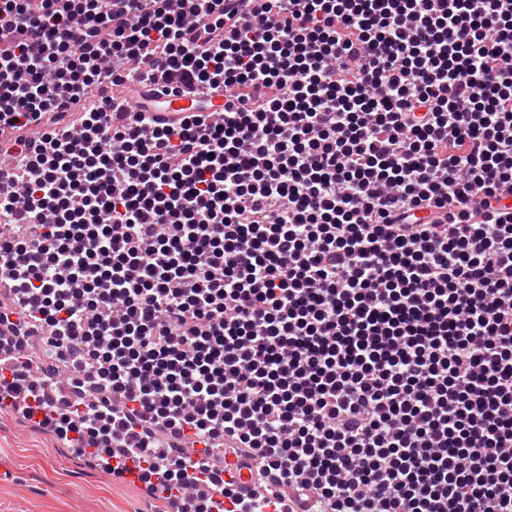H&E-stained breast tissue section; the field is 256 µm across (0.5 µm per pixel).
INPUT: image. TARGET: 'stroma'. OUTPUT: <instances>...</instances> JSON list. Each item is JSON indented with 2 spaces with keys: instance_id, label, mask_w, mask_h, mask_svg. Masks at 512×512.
<instances>
[{
  "instance_id": "35a3bbf8",
  "label": "stroma",
  "mask_w": 512,
  "mask_h": 512,
  "mask_svg": "<svg viewBox=\"0 0 512 512\" xmlns=\"http://www.w3.org/2000/svg\"><path fill=\"white\" fill-rule=\"evenodd\" d=\"M141 487L108 480L49 432L0 413V512H150Z\"/></svg>"
}]
</instances>
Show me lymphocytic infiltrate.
I'll list each match as a JSON object with an SVG mask.
<instances>
[{"label":"lymphocytic infiltrate","mask_w":512,"mask_h":512,"mask_svg":"<svg viewBox=\"0 0 512 512\" xmlns=\"http://www.w3.org/2000/svg\"><path fill=\"white\" fill-rule=\"evenodd\" d=\"M2 37L0 388L65 382L42 428L180 512H512V0H0ZM135 76L224 109L104 111ZM162 434L259 495L185 496ZM225 460L236 461L230 449L224 448V481H232L236 486L245 492H250L257 487V477L252 468L240 465L232 473L225 470Z\"/></svg>","instance_id":"obj_1"}]
</instances>
